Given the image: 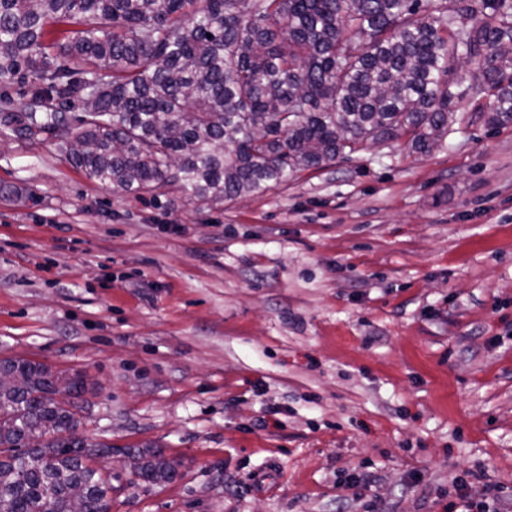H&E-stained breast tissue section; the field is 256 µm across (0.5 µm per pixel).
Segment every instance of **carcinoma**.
I'll return each mask as SVG.
<instances>
[{
	"label": "carcinoma",
	"mask_w": 512,
	"mask_h": 512,
	"mask_svg": "<svg viewBox=\"0 0 512 512\" xmlns=\"http://www.w3.org/2000/svg\"><path fill=\"white\" fill-rule=\"evenodd\" d=\"M0 0V127L64 135L85 175L117 192L171 188L222 203L369 143L417 154L458 132V64L512 125V0ZM73 25L64 41L49 27ZM22 89L14 103L8 89ZM0 512L112 507L92 465L117 449L77 434L85 389L48 366L0 359ZM66 380L72 400L56 398ZM131 474L172 481L162 451L128 449Z\"/></svg>",
	"instance_id": "carcinoma-1"
}]
</instances>
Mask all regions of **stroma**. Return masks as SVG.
I'll return each instance as SVG.
<instances>
[{"label":"stroma","instance_id":"1","mask_svg":"<svg viewBox=\"0 0 512 512\" xmlns=\"http://www.w3.org/2000/svg\"><path fill=\"white\" fill-rule=\"evenodd\" d=\"M369 144L237 201L118 193L0 138V356L87 380L80 436L178 477L112 512H512V125ZM368 473L366 485L348 479ZM133 459L131 474L148 484H160L172 481L176 475V466L167 460L162 451L153 448H128ZM499 493L500 490L497 487H489L487 489L486 498L479 502L471 501L465 495L460 494L457 501H452L449 504V510L452 512H496L494 510H490V503L488 500H491L493 505L495 502L499 501L501 497Z\"/></svg>","mask_w":512,"mask_h":512}]
</instances>
